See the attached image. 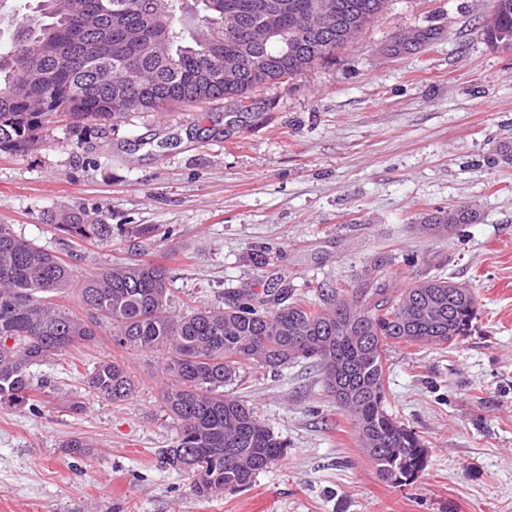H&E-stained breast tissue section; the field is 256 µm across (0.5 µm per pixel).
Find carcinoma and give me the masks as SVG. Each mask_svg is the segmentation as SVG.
<instances>
[{
    "instance_id": "1",
    "label": "carcinoma",
    "mask_w": 512,
    "mask_h": 512,
    "mask_svg": "<svg viewBox=\"0 0 512 512\" xmlns=\"http://www.w3.org/2000/svg\"><path fill=\"white\" fill-rule=\"evenodd\" d=\"M153 0H37L35 15L19 21L13 44L0 50V151L20 152L40 140L43 127L58 115L101 130L128 112H165L174 106L223 100L246 111L260 88L297 76L329 61L336 49L355 42L357 28L340 44L326 46L304 36L313 24L310 0H293L298 17L285 23L297 35L294 47L279 39L259 58L255 72L221 87L198 89L204 70L224 66L210 39L224 40V3L243 25L254 23L265 0H197L186 16L182 0H161L168 13L167 59L159 62L152 43L125 40L130 25H140ZM336 11L353 7L377 18L388 0H335ZM83 17L72 31L70 15ZM483 34L492 44L512 41V0H492ZM55 39L60 52L43 60L49 88L23 81L22 63L40 44ZM112 79H129L143 90L127 107L106 109ZM88 86L80 106L68 105L67 85ZM57 228L76 239L104 241L112 225L89 212L62 213ZM476 213L466 205L432 216L423 228L438 234L470 224ZM77 293L79 316L59 303ZM163 266L133 259L80 277L59 256L0 224V404L23 408L48 382L34 383L32 368L69 347L95 340L96 329H112V344L122 350L164 352L169 383L163 407L175 424L174 445L161 450L165 463L192 474L193 491L210 498L249 487L256 474L283 458L287 444L260 420L247 402L222 388L239 378L247 363L276 369L308 361L324 375L327 391L343 388L350 403L339 404L354 426L361 449L385 481L402 486L427 465V448L415 432L386 409L385 362L399 344L442 345L465 335L476 315L470 288L443 277L414 280L401 288L364 279L353 288H334L313 303L286 291L239 292L219 305L174 315ZM85 385L114 404L127 400L134 386L116 359L99 361ZM65 447L78 457L93 445L74 436Z\"/></svg>"
}]
</instances>
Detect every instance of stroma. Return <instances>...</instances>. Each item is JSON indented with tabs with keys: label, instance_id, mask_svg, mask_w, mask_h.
I'll return each mask as SVG.
<instances>
[{
	"label": "stroma",
	"instance_id": "1",
	"mask_svg": "<svg viewBox=\"0 0 512 512\" xmlns=\"http://www.w3.org/2000/svg\"><path fill=\"white\" fill-rule=\"evenodd\" d=\"M486 0H389L330 62L262 87L258 123L225 134L224 103L130 112L101 132L52 121L38 145L0 152V224L89 274L134 258L168 272L178 313L225 292L441 276L477 299L452 345H400L387 410L420 436L427 466L382 480L308 362L245 365L235 387L286 456L240 491L203 499L165 467L176 428L162 407L163 353L121 351L109 329L36 367L85 404L70 414L0 405V512H512V46L489 45ZM460 204L473 223L422 225ZM97 211L112 239L77 242L49 216ZM153 224L150 238L127 229ZM122 362L135 391L90 393ZM82 436L92 459L70 454ZM84 382L92 394L113 404L127 400L134 391L124 366L114 358L99 361Z\"/></svg>",
	"mask_w": 512,
	"mask_h": 512
}]
</instances>
